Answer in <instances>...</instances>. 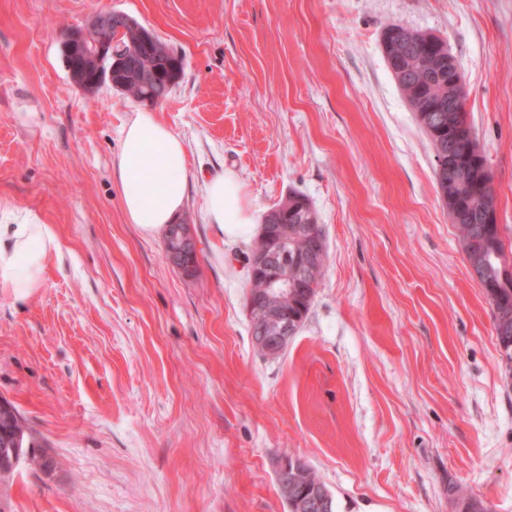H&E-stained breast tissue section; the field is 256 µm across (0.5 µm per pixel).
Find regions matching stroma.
<instances>
[{
  "mask_svg": "<svg viewBox=\"0 0 512 512\" xmlns=\"http://www.w3.org/2000/svg\"><path fill=\"white\" fill-rule=\"evenodd\" d=\"M135 18L183 55L153 111L184 142L197 270L129 224L114 166L140 102L76 87L61 30ZM443 37L490 168L512 264V0H0V224L59 248L0 298V396L55 467L21 460L11 512H289L283 457L336 512H512V371L389 71L385 24ZM233 171L269 212L306 195L328 259L302 326L261 355L253 239L208 223Z\"/></svg>",
  "mask_w": 512,
  "mask_h": 512,
  "instance_id": "stroma-1",
  "label": "stroma"
}]
</instances>
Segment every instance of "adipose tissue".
I'll use <instances>...</instances> for the list:
<instances>
[{
	"mask_svg": "<svg viewBox=\"0 0 512 512\" xmlns=\"http://www.w3.org/2000/svg\"><path fill=\"white\" fill-rule=\"evenodd\" d=\"M115 177L122 188L128 223L146 236L165 232L183 209L188 184L182 139L148 111L136 112L121 131ZM205 212L229 239L249 238L261 217L243 183L225 172L206 183ZM57 239L50 225L26 215L0 228V292L20 302L41 288L49 254Z\"/></svg>",
	"mask_w": 512,
	"mask_h": 512,
	"instance_id": "obj_1",
	"label": "adipose tissue"
}]
</instances>
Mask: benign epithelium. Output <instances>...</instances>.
<instances>
[{"label":"benign epithelium","instance_id":"7a95c632","mask_svg":"<svg viewBox=\"0 0 512 512\" xmlns=\"http://www.w3.org/2000/svg\"><path fill=\"white\" fill-rule=\"evenodd\" d=\"M97 20L95 16L88 24L73 27L62 45L72 82L89 92L97 88V85L85 79L89 67L99 66L109 59L114 60L112 72L108 73V80L111 81L115 77L113 71L123 61L121 53L124 50L126 29L120 27L112 32L110 38L100 39L93 32ZM407 48L408 44L402 39L382 41V51L388 63L391 58L403 55ZM430 65L446 67L449 73L448 97H442L433 104L432 111H462V100L466 92L463 80L456 74L453 61L438 57L430 60ZM475 143L476 140L471 136L459 139L452 133L448 134V196L443 201L448 203V214L453 224L459 220L453 202L457 194L467 187L461 162L467 158ZM481 181L487 191V195L482 197L483 223L496 224L499 212L490 173H485ZM265 238L266 246L253 252L248 260L251 277H258L264 283V288L250 297V307L264 313V317L253 326L256 346L265 357L275 359L282 355L288 341L295 335V328L288 317V300L294 298L296 291L305 287L306 280L319 269L321 254L315 248L301 258L291 254L288 250V236L280 233L278 224L265 225ZM165 248L174 266L185 274L192 272L196 246L187 222L178 221L166 231ZM22 457L21 437L14 434L0 445L1 480L10 477ZM275 475L279 490L287 500L294 499L300 489L310 488V492L297 502L299 512H330L331 494L324 486L311 483L310 471L304 465V460L281 459L277 463Z\"/></svg>","mask_w":512,"mask_h":512}]
</instances>
